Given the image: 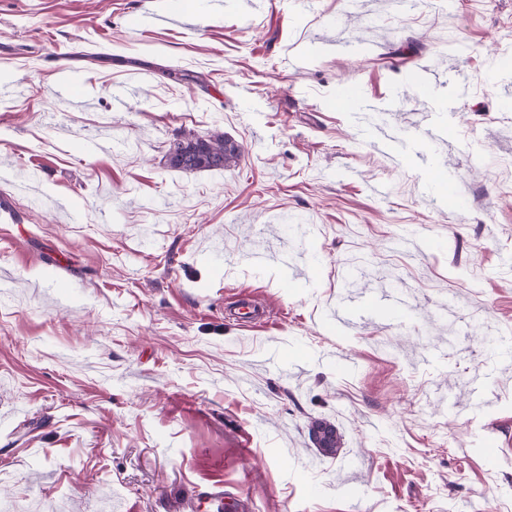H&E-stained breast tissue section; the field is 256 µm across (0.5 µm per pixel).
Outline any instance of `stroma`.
Masks as SVG:
<instances>
[{"label":"stroma","mask_w":512,"mask_h":512,"mask_svg":"<svg viewBox=\"0 0 512 512\" xmlns=\"http://www.w3.org/2000/svg\"><path fill=\"white\" fill-rule=\"evenodd\" d=\"M170 2L0 0V503L196 512L216 476L247 512H512V359L484 344H512V0ZM342 83L415 154L360 134ZM190 130L237 165L167 167ZM409 230L444 249L393 248ZM388 288L402 326L330 324ZM327 430L330 434V439L325 441L322 446H318L321 442L317 439V435L321 430ZM309 435L314 438L319 452L324 456H335L340 450V439L336 433V429L330 423L323 420H314L309 426Z\"/></svg>","instance_id":"stroma-1"}]
</instances>
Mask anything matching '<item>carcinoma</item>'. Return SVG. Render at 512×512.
<instances>
[{
	"label": "carcinoma",
	"instance_id": "cac0c4a2",
	"mask_svg": "<svg viewBox=\"0 0 512 512\" xmlns=\"http://www.w3.org/2000/svg\"><path fill=\"white\" fill-rule=\"evenodd\" d=\"M241 156V146L231 138L218 133L199 135L193 131L176 137L166 152L170 168L181 171L224 169L236 164ZM330 434V439L318 447L324 456H335L340 450V439L336 429L323 420H314L309 426V435L317 438L321 430Z\"/></svg>",
	"mask_w": 512,
	"mask_h": 512
}]
</instances>
